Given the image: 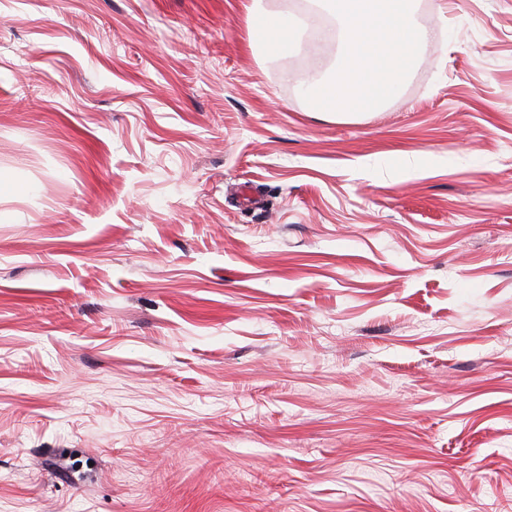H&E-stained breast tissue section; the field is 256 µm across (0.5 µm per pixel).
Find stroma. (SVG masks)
<instances>
[{"label": "stroma", "instance_id": "obj_1", "mask_svg": "<svg viewBox=\"0 0 512 512\" xmlns=\"http://www.w3.org/2000/svg\"><path fill=\"white\" fill-rule=\"evenodd\" d=\"M249 4L0 0V512H512V0L351 122Z\"/></svg>", "mask_w": 512, "mask_h": 512}]
</instances>
